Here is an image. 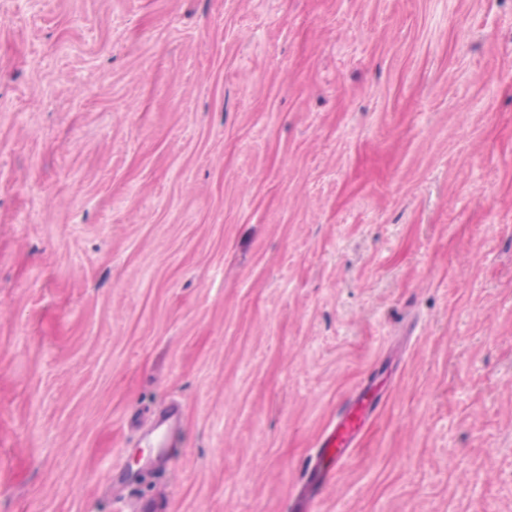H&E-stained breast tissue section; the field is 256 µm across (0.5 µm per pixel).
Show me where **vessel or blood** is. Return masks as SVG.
Here are the masks:
<instances>
[{
    "instance_id": "obj_1",
    "label": "vessel or blood",
    "mask_w": 512,
    "mask_h": 512,
    "mask_svg": "<svg viewBox=\"0 0 512 512\" xmlns=\"http://www.w3.org/2000/svg\"><path fill=\"white\" fill-rule=\"evenodd\" d=\"M375 411V404L363 399L349 402L339 409L335 422L320 438L318 449L305 472L302 490L295 503L297 512H314V503L347 464L352 448Z\"/></svg>"
}]
</instances>
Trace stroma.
<instances>
[{
  "label": "stroma",
  "instance_id": "1",
  "mask_svg": "<svg viewBox=\"0 0 512 512\" xmlns=\"http://www.w3.org/2000/svg\"><path fill=\"white\" fill-rule=\"evenodd\" d=\"M0 15V512H512V0ZM376 411V405L357 399L341 407L336 420L323 434L318 449L304 475V483L294 510L314 512L317 502L328 484L350 459L351 449Z\"/></svg>",
  "mask_w": 512,
  "mask_h": 512
}]
</instances>
